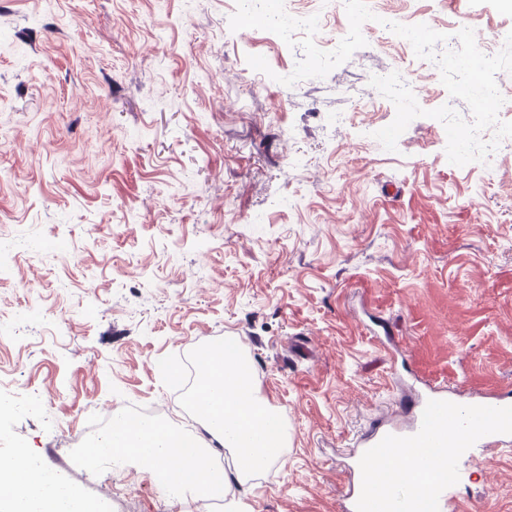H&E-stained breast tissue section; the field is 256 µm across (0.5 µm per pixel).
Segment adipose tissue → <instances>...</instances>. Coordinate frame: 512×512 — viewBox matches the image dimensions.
<instances>
[{"label":"adipose tissue","mask_w":512,"mask_h":512,"mask_svg":"<svg viewBox=\"0 0 512 512\" xmlns=\"http://www.w3.org/2000/svg\"><path fill=\"white\" fill-rule=\"evenodd\" d=\"M0 512H98V506L38 459L17 454L0 459Z\"/></svg>","instance_id":"adipose-tissue-1"}]
</instances>
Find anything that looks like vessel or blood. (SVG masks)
<instances>
[{
	"instance_id": "b4317fda",
	"label": "vessel or blood",
	"mask_w": 512,
	"mask_h": 512,
	"mask_svg": "<svg viewBox=\"0 0 512 512\" xmlns=\"http://www.w3.org/2000/svg\"><path fill=\"white\" fill-rule=\"evenodd\" d=\"M418 407L419 416L412 427L377 430L367 438V448L358 461V482L351 495L350 512H368L375 499L382 512H413V497L407 485L374 483L385 449H417L416 466L432 481L425 512H445L448 478L457 473L463 457L460 436L469 435L473 448L512 438V388L494 390L470 401L433 388Z\"/></svg>"
}]
</instances>
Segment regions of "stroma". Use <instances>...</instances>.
I'll use <instances>...</instances> for the list:
<instances>
[{"label":"stroma","mask_w":512,"mask_h":512,"mask_svg":"<svg viewBox=\"0 0 512 512\" xmlns=\"http://www.w3.org/2000/svg\"><path fill=\"white\" fill-rule=\"evenodd\" d=\"M328 38L344 0H293ZM380 18L474 30L486 55L512 0H374ZM236 0H0V456L63 474L101 512H189L147 468L70 459L89 415L163 403L202 434L158 362L237 342L286 446L198 512H340L375 426L426 382L512 385V146L465 166L443 123L395 118L371 76L451 105L437 65L390 30L322 78L276 34L231 31ZM251 55L275 79L254 82ZM450 512H512V450L476 448Z\"/></svg>","instance_id":"35a3bbf8"}]
</instances>
